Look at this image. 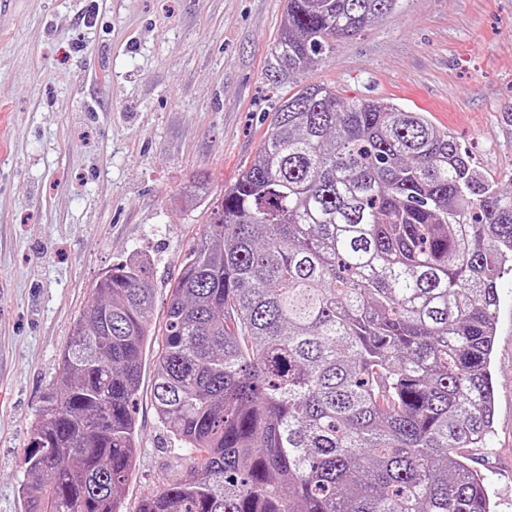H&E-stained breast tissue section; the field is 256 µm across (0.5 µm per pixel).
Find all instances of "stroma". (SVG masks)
Returning <instances> with one entry per match:
<instances>
[{
    "label": "stroma",
    "mask_w": 512,
    "mask_h": 512,
    "mask_svg": "<svg viewBox=\"0 0 512 512\" xmlns=\"http://www.w3.org/2000/svg\"><path fill=\"white\" fill-rule=\"evenodd\" d=\"M285 0H0V512H24L32 425L74 318L112 264L146 254L161 321L213 197L257 155L282 97L319 81L448 129L512 181V0H399L317 71L270 70ZM493 431L469 448L512 512V276L498 283ZM145 364L121 512L190 460Z\"/></svg>",
    "instance_id": "1"
}]
</instances>
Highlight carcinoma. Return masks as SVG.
<instances>
[{
    "label": "carcinoma",
    "instance_id": "obj_1",
    "mask_svg": "<svg viewBox=\"0 0 512 512\" xmlns=\"http://www.w3.org/2000/svg\"><path fill=\"white\" fill-rule=\"evenodd\" d=\"M399 0H286L271 70L312 72ZM181 260L164 324L137 255L74 319L26 458L25 512H121L134 401L187 473L138 512H494L484 448L512 190L422 112L309 83Z\"/></svg>",
    "mask_w": 512,
    "mask_h": 512
}]
</instances>
